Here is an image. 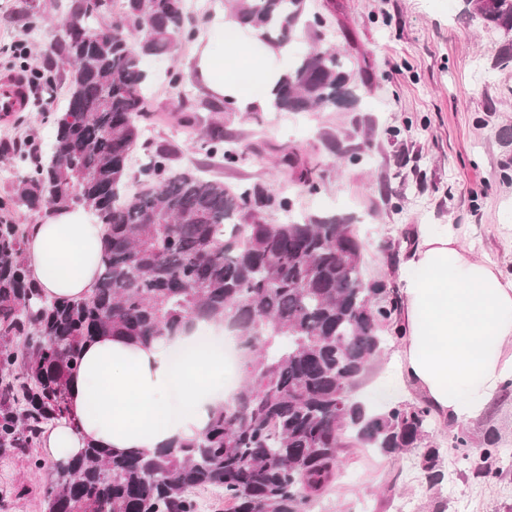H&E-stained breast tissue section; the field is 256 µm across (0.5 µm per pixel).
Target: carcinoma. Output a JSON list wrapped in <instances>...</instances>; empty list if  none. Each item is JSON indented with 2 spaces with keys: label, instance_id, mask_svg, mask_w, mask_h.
Wrapping results in <instances>:
<instances>
[{
  "label": "carcinoma",
  "instance_id": "obj_1",
  "mask_svg": "<svg viewBox=\"0 0 512 512\" xmlns=\"http://www.w3.org/2000/svg\"><path fill=\"white\" fill-rule=\"evenodd\" d=\"M465 13L512 33V0H464ZM241 24L281 47L310 23L306 0H231ZM183 0H80L56 48L71 66L68 98L48 151L18 198L42 207L83 205L108 226L94 293L79 301L45 298L24 257L26 228L0 218V455L37 441L66 412L67 380L81 345L99 333L148 343L191 319L221 321L244 339L243 384L232 409L201 435L154 453L110 456L96 447L52 469L47 512H197L195 491L224 490L227 512H311L336 480L348 442L385 456L421 448L429 485L442 479V451L430 440L431 411L398 403L367 411L353 390L382 352L397 310L381 279L362 275L364 244L346 217L301 221L287 196L257 185L169 170L157 152L140 167L146 186L129 192L131 147L148 112L142 58L175 53L195 36ZM137 33L136 42L129 35ZM365 82L332 48L294 54L272 107L277 112L351 109ZM224 147L219 135L209 153ZM283 164L309 182L295 154ZM282 211L279 224L264 214ZM493 450L477 473L492 477Z\"/></svg>",
  "mask_w": 512,
  "mask_h": 512
}]
</instances>
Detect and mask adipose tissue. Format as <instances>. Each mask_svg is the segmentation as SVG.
Masks as SVG:
<instances>
[{
    "mask_svg": "<svg viewBox=\"0 0 512 512\" xmlns=\"http://www.w3.org/2000/svg\"><path fill=\"white\" fill-rule=\"evenodd\" d=\"M206 9L210 21L190 57L195 85L238 111H270L289 48L261 46L258 32L244 31L223 0H208ZM104 237L93 209L45 210L30 225L24 247L43 294H90ZM401 303V379L444 424L456 428L482 416L512 379V356L503 354L512 338V279L473 260L451 226L434 232L423 224L403 262ZM215 327L195 320L147 344L109 335L87 343L68 384L66 415L41 433L47 459L66 462L91 445L113 455L152 452L197 437L212 413L234 398L216 384L223 350L196 346L199 334Z\"/></svg>",
    "mask_w": 512,
    "mask_h": 512,
    "instance_id": "1",
    "label": "adipose tissue"
}]
</instances>
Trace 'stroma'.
Segmentation results:
<instances>
[{"instance_id":"1","label":"stroma","mask_w":512,"mask_h":512,"mask_svg":"<svg viewBox=\"0 0 512 512\" xmlns=\"http://www.w3.org/2000/svg\"><path fill=\"white\" fill-rule=\"evenodd\" d=\"M75 0H0V46L26 43L38 66L54 60L59 25ZM463 0H307L309 15L322 25L304 33L299 49L329 44L348 56L354 69L367 72V84L355 111L238 112L225 107L218 116L225 139L239 147L234 164L208 159L200 150V126L177 124L185 109L203 111L206 97L197 91L187 60L193 41L176 54L148 56L144 68L153 80L147 91L150 111L140 120L142 137L131 153L129 185L146 156L164 149L170 168H202L225 185L258 184L279 193L287 181L281 163L294 152L311 161L317 190L295 186L294 209L308 218L356 220L365 242L363 275L400 289L401 266L420 225H452L458 240L476 258L494 264L512 278V143L500 139L512 129V66L496 67L500 46L512 41L461 14ZM180 83H171V75ZM57 87L43 107H28L12 121L0 122V141L54 138L68 84ZM356 147L358 158H338L333 139ZM29 164L0 156V201L19 224L35 215L18 200L20 180ZM381 354L371 363L355 392L377 407L422 403L397 373L401 344L387 325ZM479 448H512V388L501 391L481 418L453 429L433 424L430 439L445 448L444 480L429 486L416 451L385 457L358 447L342 454L339 477L321 498V512H512V467L494 478L477 476L452 449L457 433ZM42 448L0 456V512H45L43 489L48 469Z\"/></svg>"}]
</instances>
